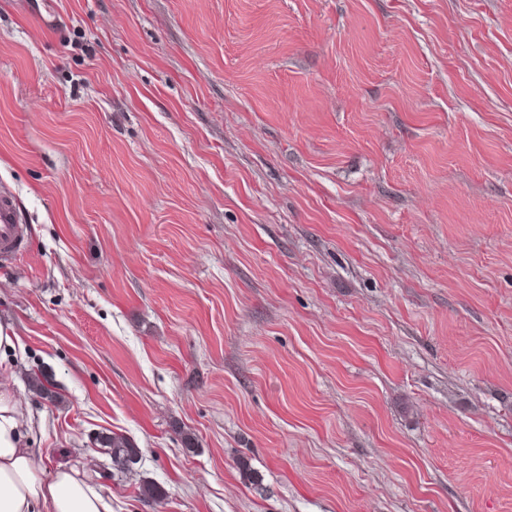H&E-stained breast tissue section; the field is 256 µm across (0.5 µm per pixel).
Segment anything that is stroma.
Listing matches in <instances>:
<instances>
[{"mask_svg":"<svg viewBox=\"0 0 512 512\" xmlns=\"http://www.w3.org/2000/svg\"><path fill=\"white\" fill-rule=\"evenodd\" d=\"M2 187L113 512H512V0H0ZM95 441L101 448H108L106 454L110 457L112 468H129L131 464L137 463L139 459V448L122 435L101 432L96 436Z\"/></svg>","mask_w":512,"mask_h":512,"instance_id":"1","label":"stroma"}]
</instances>
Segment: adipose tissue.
Masks as SVG:
<instances>
[{
  "instance_id": "obj_1",
  "label": "adipose tissue",
  "mask_w": 512,
  "mask_h": 512,
  "mask_svg": "<svg viewBox=\"0 0 512 512\" xmlns=\"http://www.w3.org/2000/svg\"><path fill=\"white\" fill-rule=\"evenodd\" d=\"M33 421L0 384V512H112V501L88 466L52 461L30 445Z\"/></svg>"
}]
</instances>
